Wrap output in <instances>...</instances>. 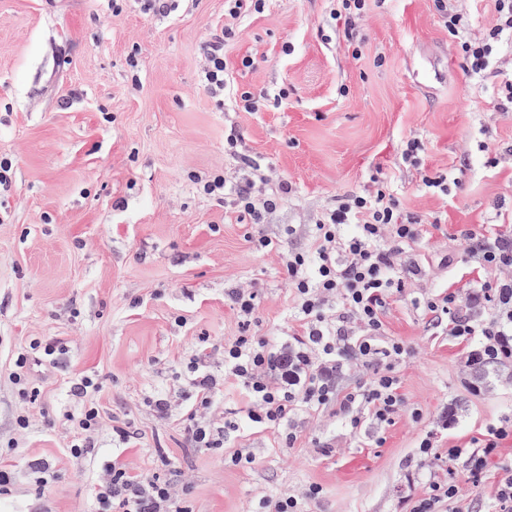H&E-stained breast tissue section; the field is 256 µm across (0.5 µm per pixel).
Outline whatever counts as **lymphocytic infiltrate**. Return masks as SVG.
Returning <instances> with one entry per match:
<instances>
[{"label": "lymphocytic infiltrate", "instance_id": "lymphocytic-infiltrate-1", "mask_svg": "<svg viewBox=\"0 0 512 512\" xmlns=\"http://www.w3.org/2000/svg\"><path fill=\"white\" fill-rule=\"evenodd\" d=\"M220 34L204 46L207 61L204 78L211 91L230 89L226 47L234 40L237 21L249 10H261L265 0H233ZM451 36L460 47L465 71L484 77L500 45L512 46V0H494L496 22L486 36L471 37L465 15L456 0H433ZM241 135L230 130L224 150L248 175L232 182L218 176L202 189L212 194L232 195L239 213L251 223H263L290 196L293 187L279 180L274 191L260 193L256 179L261 174L253 159L238 150ZM421 218L405 211L390 181L371 176L368 188L336 198L309 233L311 246L292 249L283 257V270L296 302L298 330L289 336L290 367L274 369V353L263 340L246 336L224 347V372L239 379L245 390L244 411L259 428L281 430L286 443H294L301 412L335 407L336 415L351 427H358L362 413L380 422L400 414L403 401L392 366L404 355L402 343L385 337L384 315L391 301L403 294L408 276L419 275L421 267L410 257L407 245L420 232ZM353 233H346V226ZM461 238L478 259L477 277L468 295L451 290L434 296H416L412 303L420 310L428 328L464 344L469 364L512 361V233L489 224L464 228ZM64 347L54 338L36 340L18 352L10 375L18 393L37 394L34 367H57ZM212 348L199 349L192 361L189 385L196 410L188 414L185 434L199 448H223L233 439L234 428L211 416L218 385L211 373ZM352 359L369 369L371 376L349 390L336 389V373L343 359ZM98 385L85 376L70 384L76 407L64 411L73 438L74 456L89 453L100 416L92 403ZM512 438V422L492 425L480 446L446 450L448 462L463 460L472 477H479L494 461L501 441ZM107 480L93 487L96 512H188L173 482L130 473L125 464L110 460L105 465ZM459 497L454 480L429 477L424 492L404 500V512H448V504Z\"/></svg>", "mask_w": 512, "mask_h": 512}]
</instances>
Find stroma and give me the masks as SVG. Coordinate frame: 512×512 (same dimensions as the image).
Returning <instances> with one entry per match:
<instances>
[{
    "label": "stroma",
    "mask_w": 512,
    "mask_h": 512,
    "mask_svg": "<svg viewBox=\"0 0 512 512\" xmlns=\"http://www.w3.org/2000/svg\"><path fill=\"white\" fill-rule=\"evenodd\" d=\"M333 7L267 0L243 17L226 60L232 88L256 101L248 112L203 80V46L223 28L227 0H170L161 13L143 0H0V157L12 161L0 187V466L10 476L0 512H91L90 488L115 456L136 473L183 475L189 512H248L312 485L320 494L306 512H399L429 477L417 466L423 438L470 446L488 425L512 421V371L494 364L474 381L462 346L426 328L409 298L452 280L467 289L474 259L460 230L512 214V157L486 165L488 148L512 143V112L492 107L499 80L466 75L433 0H369L355 51ZM233 128L268 177L263 191L281 176L295 186L261 224L200 188L234 172L224 152ZM410 137L424 143L422 168L398 155ZM458 167L449 196L422 187L420 170ZM378 172L426 221L409 246L421 273L384 317L407 350L395 367L399 417L386 425L366 415L354 430L325 408L290 446L252 425L230 378L212 411L235 423L236 439L194 447L183 426L190 361L199 345L242 331L225 289L255 285L251 329L280 349L293 312L281 248L307 247L310 224L336 196ZM258 234L275 249L255 250ZM48 337L67 353L39 395L22 399L13 361ZM81 376L100 384V427L91 452L75 457L61 415ZM160 398L171 415L157 413ZM116 421L134 425L137 447L113 441ZM36 463L53 475L46 488ZM455 470L461 496L448 512H489L498 470L478 484L463 462Z\"/></svg>",
    "instance_id": "stroma-1"
}]
</instances>
